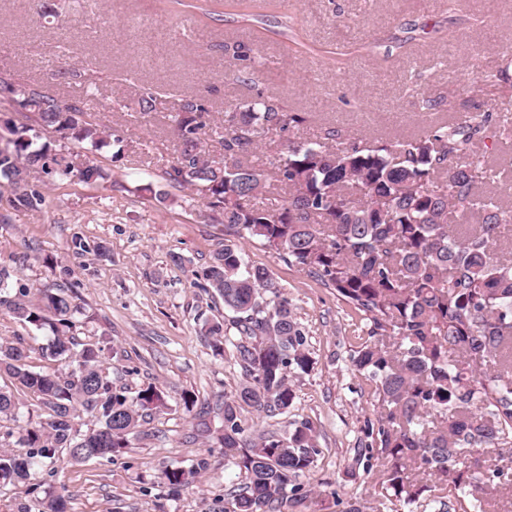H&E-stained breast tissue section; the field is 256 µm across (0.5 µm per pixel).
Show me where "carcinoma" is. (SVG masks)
<instances>
[{
    "label": "carcinoma",
    "instance_id": "obj_1",
    "mask_svg": "<svg viewBox=\"0 0 512 512\" xmlns=\"http://www.w3.org/2000/svg\"><path fill=\"white\" fill-rule=\"evenodd\" d=\"M232 60L242 83L255 81L256 57L236 44ZM22 120L0 136V181L9 203L37 211L44 202L41 172L49 181L87 185L109 178L94 156L122 143L89 120L80 100L64 102L36 84L0 77ZM155 92L143 93L134 111L156 110ZM304 118L262 94L242 108L227 102L224 126L213 127L201 98H182L171 116L178 135L168 180L220 211L224 245L204 272V288L233 313L224 337L242 382L224 401V458L238 469L243 488L225 499L224 512H281L298 479L316 466L321 449L309 420L281 433L249 430L243 411L268 416L289 412L293 378L313 368L307 336L288 296L268 268L249 262L241 242L276 251L334 290L364 324L365 340L351 356L368 381L377 419L366 421L364 462L379 476L380 504L414 503L425 491L451 496L459 512H490L482 494L512 489V468L492 462L512 453V251L499 249L512 207L482 190L491 169L479 144L512 141V124L492 112L431 125L418 136L374 144L353 139L330 145L338 131L315 142L298 141ZM77 143L62 152L45 133ZM278 137L268 163L253 161L262 138ZM221 140L218 163L204 150ZM0 267V307L13 318L53 336L46 357L52 373L28 368L19 339L0 336V439L25 449H0V482L26 484L61 450L71 461L119 457L131 439L146 435L144 413L167 408L149 384L128 398L112 385L99 344L70 335L77 305L64 290L12 291ZM33 396L47 413L19 423L13 388ZM80 412L99 426L76 427ZM211 450L188 469L171 463L160 473L167 495H180L210 466ZM60 493L44 490L16 512H66Z\"/></svg>",
    "mask_w": 512,
    "mask_h": 512
}]
</instances>
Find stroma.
<instances>
[{"mask_svg": "<svg viewBox=\"0 0 512 512\" xmlns=\"http://www.w3.org/2000/svg\"><path fill=\"white\" fill-rule=\"evenodd\" d=\"M408 26L414 40L405 48L388 57L365 52L375 40L391 45ZM236 43L263 61L255 82H238L232 72L226 48ZM63 65L76 77L58 80ZM502 68L512 78V0H278L245 25L175 10L166 0H0V76L83 99L93 120L124 140L120 160L108 150L97 157L110 172L104 183L43 186L37 211L0 202V267L14 284L65 289L80 308L74 336L114 347L106 361L114 385L133 396L153 383L168 402L147 416V438L128 453L74 463L63 452L54 476L42 471L38 480L69 495L70 512H223L238 483L217 438L240 369L207 332L230 324L231 314L200 286L224 226L165 179L178 144L171 110L179 99H205L219 124L225 101L245 104L261 93L304 113L299 140L333 126L343 138L377 142L426 129L415 105L421 97L450 103L458 118L489 111L512 119V101L476 87L481 72ZM155 88L156 112H134L138 96ZM101 245L106 255H98ZM244 250L287 292L315 360L295 382L289 415L245 412L260 429L302 419L316 427L322 454L300 479L310 495L285 512H339L340 498L376 512V478L356 463L364 424L375 416L370 388L350 361L364 340L358 317L275 251L254 243ZM0 336L23 338L32 370L51 368L41 354L47 333L0 313ZM187 396L195 400L190 412ZM207 449L209 469L179 498H166L159 469L191 467Z\"/></svg>", "mask_w": 512, "mask_h": 512, "instance_id": "35a3bbf8", "label": "stroma"}]
</instances>
